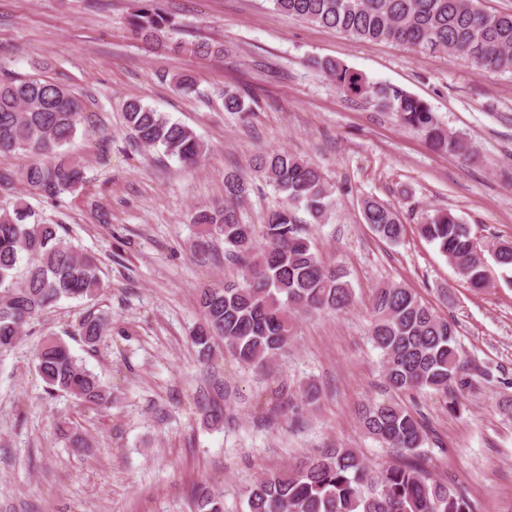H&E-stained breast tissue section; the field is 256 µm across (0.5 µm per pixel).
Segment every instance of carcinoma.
<instances>
[{
    "label": "carcinoma",
    "instance_id": "obj_1",
    "mask_svg": "<svg viewBox=\"0 0 512 512\" xmlns=\"http://www.w3.org/2000/svg\"><path fill=\"white\" fill-rule=\"evenodd\" d=\"M273 10L312 24L334 28L356 40L391 41L420 52L446 53L483 69L512 70V12L489 13L479 0H271ZM132 34L159 45L174 28L161 0H136L127 20ZM177 51L218 55L209 43L178 42ZM316 70L353 101L392 112L435 150L468 161L475 150L464 137L440 125L431 107L404 89L370 82L348 65L330 58L313 61ZM224 110L252 112L255 100L224 89ZM85 118V104L64 84L37 77L0 79V159L22 152L32 161L0 168V188L24 186L55 202L83 182L80 162L62 151ZM124 119L134 138L161 148L193 166L206 144L186 125L137 100L125 104ZM286 202L271 210L260 228L244 223L236 208L247 191L236 174L224 177L223 206L195 211L194 251L215 239L224 242V259L239 262V277L201 289L197 304L203 322L192 333L198 358L207 362L215 339L241 366L264 368L294 333L293 314L343 311L354 303L347 274L325 263L315 251L296 210L322 220L332 186L316 164L286 150L255 161ZM364 222L389 242L398 241L404 224L386 204L366 199ZM46 222L23 198L0 211V351L15 347L28 325L64 299L87 305L76 334L89 350L112 332V318L96 311L108 288L98 260L80 251ZM420 236L439 252L473 289L488 286L485 255L512 271V241L482 248L467 225L447 210H436L418 225ZM261 237L262 245L256 244ZM371 341L380 351L387 385L397 392H448L464 364L455 323L425 304L411 288L390 284L376 289L372 301ZM33 365L47 394L64 393L82 408L112 405V391L55 337L35 350ZM365 432L396 450L398 458L371 467L354 448H326L296 467L266 476L245 492L246 512H479L466 490L429 473L419 462L426 432L417 413L396 401L362 409ZM195 512H224L220 494L203 491Z\"/></svg>",
    "mask_w": 512,
    "mask_h": 512
}]
</instances>
